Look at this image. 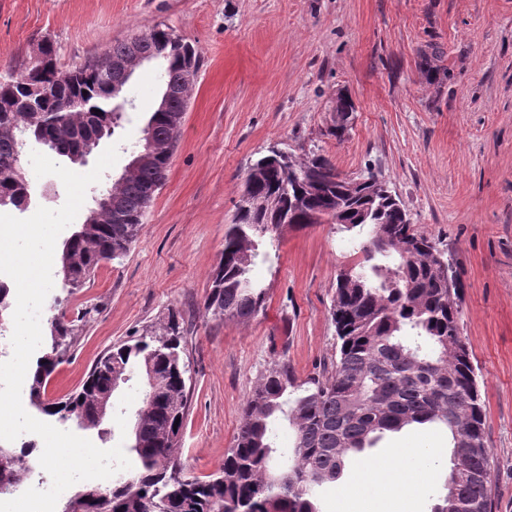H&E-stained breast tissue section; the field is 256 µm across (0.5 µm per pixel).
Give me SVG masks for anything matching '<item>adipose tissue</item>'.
<instances>
[{
    "instance_id": "adipose-tissue-1",
    "label": "adipose tissue",
    "mask_w": 512,
    "mask_h": 512,
    "mask_svg": "<svg viewBox=\"0 0 512 512\" xmlns=\"http://www.w3.org/2000/svg\"><path fill=\"white\" fill-rule=\"evenodd\" d=\"M406 454V449H396L391 462L371 467L363 483L346 491L345 504L349 512H367L376 496L400 503L410 492L416 491L424 476L399 468L398 461Z\"/></svg>"
}]
</instances>
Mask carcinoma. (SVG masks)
<instances>
[{
	"instance_id": "obj_1",
	"label": "carcinoma",
	"mask_w": 512,
	"mask_h": 512,
	"mask_svg": "<svg viewBox=\"0 0 512 512\" xmlns=\"http://www.w3.org/2000/svg\"><path fill=\"white\" fill-rule=\"evenodd\" d=\"M145 59L164 61L162 96L133 150L137 170L104 187L98 196L112 207L87 216L64 243L61 271L66 295L50 305V346L29 377L30 404L62 423L101 429L104 399L136 369L152 375L131 428L137 466L116 473L107 486L87 485L63 512H320L318 491L338 481L348 461L388 432L433 425L448 432V473L432 512H493L496 487L487 448L484 411L475 368L460 336L461 289L432 260L438 251L412 229L396 197H373L366 187L336 194L340 172L323 155L293 158L271 169V156L252 163L243 181L224 253L212 274L205 309L215 317L247 320L265 301L250 276L258 256L277 248L282 223L317 212L355 233L364 261L336 277L330 314L336 356L330 365L297 382L285 361L272 364L242 408V423L217 472L200 479L181 459L188 410L189 363L176 314L158 326L112 345L80 387L47 396L51 374L64 362L86 306L67 316L70 297L108 263L129 253L150 203L163 186L172 155L151 150L149 138L178 142L173 119L188 107L200 60L193 46L164 24L106 49L124 57L131 47ZM31 56L17 57L0 73V208L25 210L34 189L24 175L28 144L49 140L52 152L73 159L91 139L111 137L121 126L125 101L108 90L86 61L68 72L49 71L40 111L13 109L24 96ZM288 421L294 442L288 464L274 462L278 418ZM37 456L0 446V495L16 491L36 471Z\"/></svg>"
}]
</instances>
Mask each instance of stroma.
<instances>
[{"mask_svg": "<svg viewBox=\"0 0 512 512\" xmlns=\"http://www.w3.org/2000/svg\"><path fill=\"white\" fill-rule=\"evenodd\" d=\"M160 22L201 59L179 141L127 257L71 297V307L99 311L52 374L49 396L78 386L117 341L179 313L191 370L182 460L191 475L214 473L275 361L302 380L336 353V276L361 258L336 224L284 228L277 253L257 259L252 278L266 297L256 317L203 309L248 166L272 146L321 154L343 175H379L414 229L454 258L495 512H512V0H0V70L44 36L66 71ZM430 45L440 56L426 66ZM158 73L144 64L125 87L123 126L101 142L119 153L106 177L128 164L159 100ZM340 92L355 111L339 138ZM447 445L436 428L387 434L322 492L321 512H338L363 469L397 448L411 451L403 470L427 475L409 512H431L447 466L425 451Z\"/></svg>", "mask_w": 512, "mask_h": 512, "instance_id": "35a3bbf8", "label": "stroma"}]
</instances>
